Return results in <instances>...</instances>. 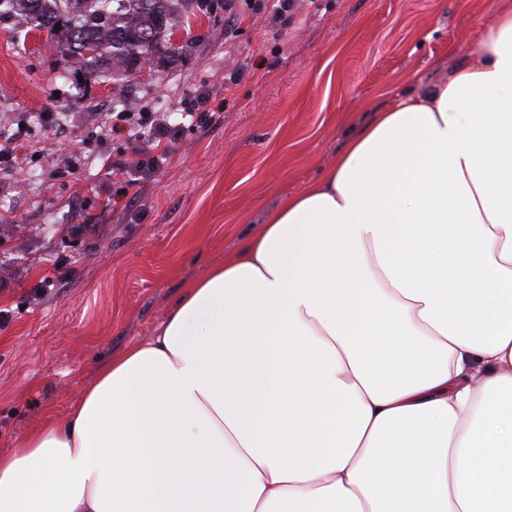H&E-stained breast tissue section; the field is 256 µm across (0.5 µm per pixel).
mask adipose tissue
<instances>
[{
  "instance_id": "adipose-tissue-1",
  "label": "adipose tissue",
  "mask_w": 512,
  "mask_h": 512,
  "mask_svg": "<svg viewBox=\"0 0 512 512\" xmlns=\"http://www.w3.org/2000/svg\"><path fill=\"white\" fill-rule=\"evenodd\" d=\"M0 455V512H512V6Z\"/></svg>"
}]
</instances>
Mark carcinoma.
<instances>
[{
  "mask_svg": "<svg viewBox=\"0 0 512 512\" xmlns=\"http://www.w3.org/2000/svg\"><path fill=\"white\" fill-rule=\"evenodd\" d=\"M192 0H0V15L12 14L32 30L63 36L68 70L95 81L127 77V64L166 40Z\"/></svg>",
  "mask_w": 512,
  "mask_h": 512,
  "instance_id": "1",
  "label": "carcinoma"
}]
</instances>
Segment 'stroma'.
<instances>
[{
    "mask_svg": "<svg viewBox=\"0 0 512 512\" xmlns=\"http://www.w3.org/2000/svg\"><path fill=\"white\" fill-rule=\"evenodd\" d=\"M504 0H201L185 52L153 79L86 83L59 47L0 21V115L22 133L0 171V454L67 416L111 356L154 336L193 281L336 160L375 112L477 58ZM168 161L128 188L103 167L134 141L126 101L177 123ZM46 112L68 113L46 128ZM113 125L111 137L100 138Z\"/></svg>",
    "mask_w": 512,
    "mask_h": 512,
    "instance_id": "stroma-1",
    "label": "stroma"
}]
</instances>
